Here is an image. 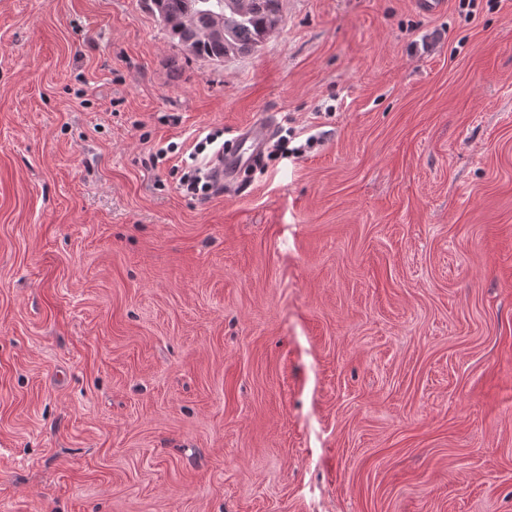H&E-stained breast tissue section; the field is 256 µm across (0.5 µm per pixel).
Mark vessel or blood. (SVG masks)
Returning a JSON list of instances; mask_svg holds the SVG:
<instances>
[{"label": "vessel or blood", "mask_w": 512, "mask_h": 512, "mask_svg": "<svg viewBox=\"0 0 512 512\" xmlns=\"http://www.w3.org/2000/svg\"><path fill=\"white\" fill-rule=\"evenodd\" d=\"M270 137V124L264 119L239 127L231 145L218 152L211 160V176L226 179L242 169L254 166Z\"/></svg>", "instance_id": "vessel-or-blood-1"}]
</instances>
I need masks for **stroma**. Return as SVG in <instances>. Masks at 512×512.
<instances>
[{
    "instance_id": "35a3bbf8",
    "label": "stroma",
    "mask_w": 512,
    "mask_h": 512,
    "mask_svg": "<svg viewBox=\"0 0 512 512\" xmlns=\"http://www.w3.org/2000/svg\"><path fill=\"white\" fill-rule=\"evenodd\" d=\"M280 14L0 0V512H512V0ZM225 2L150 0V6L185 50L194 56L218 62L230 55L251 52L281 23L278 0H250L251 8L245 15L234 12ZM218 14H224V26L221 17L214 22ZM187 17L189 20L185 22ZM223 28L222 38L207 36L210 29L211 35H221ZM238 135L229 147L218 152L210 162V175L222 182L233 176L236 172L254 166L263 154L271 137L270 124L266 119L255 120L245 126L239 127ZM215 138L208 137L200 141L191 160L195 163L204 154L208 145H212ZM194 163L180 178L183 191L192 196L208 199L214 195L222 194L224 186H219L212 177L204 181L195 176Z\"/></svg>"
}]
</instances>
